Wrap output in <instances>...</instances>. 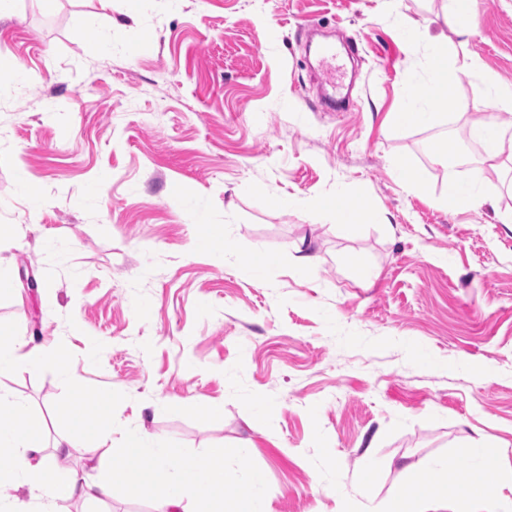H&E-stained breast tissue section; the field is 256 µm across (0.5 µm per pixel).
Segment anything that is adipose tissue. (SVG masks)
Here are the masks:
<instances>
[{
	"label": "adipose tissue",
	"instance_id": "1",
	"mask_svg": "<svg viewBox=\"0 0 512 512\" xmlns=\"http://www.w3.org/2000/svg\"><path fill=\"white\" fill-rule=\"evenodd\" d=\"M448 82L431 79L413 85L405 94L395 124L432 127L439 123L436 106L448 97ZM488 91L498 116L471 129L472 136L484 146L482 168L499 171L512 165V121L504 122L512 112V89H504L489 81ZM23 367L31 371L50 370L65 382H74L71 366L56 351L38 347L26 348L15 332L0 328V371ZM112 400L102 392L87 397L77 395L78 411L65 417L69 429L89 435L91 439L111 434L114 425L107 414ZM45 425L33 418L27 405L0 392V452L8 453L10 463L0 464V512H24L13 498V490L27 488L45 498L44 512H54L56 501L74 496L90 498L109 494L113 484L129 476L149 471L151 478L143 483L144 491L158 499L160 512H186L185 502L194 499L195 512H268L266 487L261 477L242 470L238 491L222 494L219 482L224 477L223 451L209 455L183 457L173 442L149 433L144 427L125 429L122 442L113 447L106 472L97 480L80 481L77 476H61L53 459L44 454ZM429 481L419 483L416 493L399 499L392 512H425V503L444 504L447 485L456 482L461 493L476 494L473 512H512V499L502 495L498 485L486 482L483 466L449 477L448 462L433 461Z\"/></svg>",
	"mask_w": 512,
	"mask_h": 512
}]
</instances>
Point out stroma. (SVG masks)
I'll list each match as a JSON object with an SVG mask.
<instances>
[{
    "instance_id": "1",
    "label": "stroma",
    "mask_w": 512,
    "mask_h": 512,
    "mask_svg": "<svg viewBox=\"0 0 512 512\" xmlns=\"http://www.w3.org/2000/svg\"><path fill=\"white\" fill-rule=\"evenodd\" d=\"M468 8L463 45L447 0H16L0 19V325L62 353L79 386L18 367L0 390L46 421L62 474L106 466L59 418L78 390L111 392L113 421L184 454L223 450L230 488L249 446L270 512L384 508L436 458L490 459L495 482L512 472V226L497 221L512 191L492 173L486 204L447 210L427 151L454 139L466 185L481 158L471 126L494 113L483 76L512 86V0ZM323 35L357 47L335 62L344 110L320 104L309 41ZM436 36L484 70L460 76L439 125H393L433 73ZM18 67L21 89L4 78ZM400 162L419 176L407 189ZM23 171L41 207L19 195ZM176 187L204 200L201 222ZM356 204L350 236L322 212ZM299 247L314 258L301 275ZM257 248L273 264L245 267ZM158 508L123 483L58 504Z\"/></svg>"
}]
</instances>
